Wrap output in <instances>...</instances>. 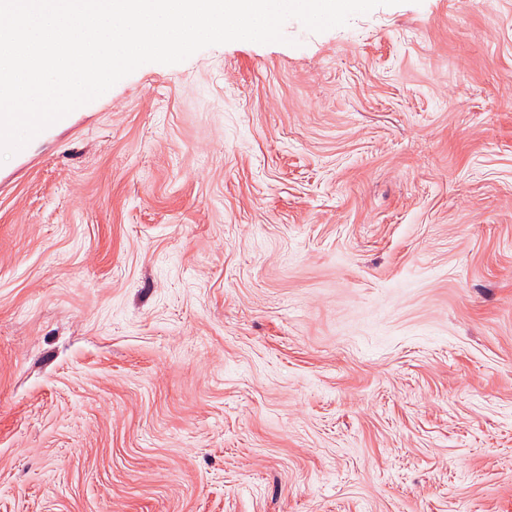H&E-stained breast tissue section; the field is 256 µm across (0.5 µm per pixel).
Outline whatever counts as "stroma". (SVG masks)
Listing matches in <instances>:
<instances>
[{
  "instance_id": "1",
  "label": "stroma",
  "mask_w": 512,
  "mask_h": 512,
  "mask_svg": "<svg viewBox=\"0 0 512 512\" xmlns=\"http://www.w3.org/2000/svg\"><path fill=\"white\" fill-rule=\"evenodd\" d=\"M283 31L0 163V512H512V0Z\"/></svg>"
}]
</instances>
